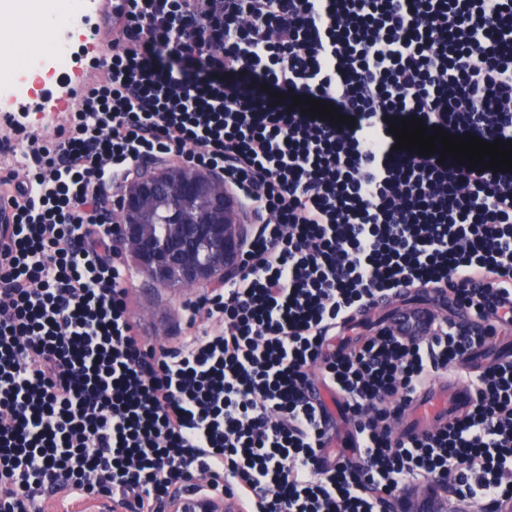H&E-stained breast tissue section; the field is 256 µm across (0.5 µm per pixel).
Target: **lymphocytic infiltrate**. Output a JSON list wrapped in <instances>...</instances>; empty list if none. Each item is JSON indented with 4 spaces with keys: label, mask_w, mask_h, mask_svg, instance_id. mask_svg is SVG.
<instances>
[{
    "label": "lymphocytic infiltrate",
    "mask_w": 512,
    "mask_h": 512,
    "mask_svg": "<svg viewBox=\"0 0 512 512\" xmlns=\"http://www.w3.org/2000/svg\"><path fill=\"white\" fill-rule=\"evenodd\" d=\"M95 31L106 78L68 89L53 138L0 120L26 168L0 174V505L158 512L192 489L246 512H399L422 486L512 506V356L469 376L464 411L394 431L512 329V171L389 131L414 117L512 142V0H117ZM144 158L219 175L257 225L240 276L150 351L101 218ZM411 289L456 315L419 341L385 326L334 346Z\"/></svg>",
    "instance_id": "f902f5d3"
}]
</instances>
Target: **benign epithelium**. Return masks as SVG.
<instances>
[{"label":"benign epithelium","mask_w":512,"mask_h":512,"mask_svg":"<svg viewBox=\"0 0 512 512\" xmlns=\"http://www.w3.org/2000/svg\"><path fill=\"white\" fill-rule=\"evenodd\" d=\"M112 242L148 282L218 292L241 273L249 225L237 197L217 175L192 165L139 162L109 207ZM192 512H226L200 498Z\"/></svg>","instance_id":"obj_1"}]
</instances>
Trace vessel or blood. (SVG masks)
I'll return each mask as SVG.
<instances>
[{
	"instance_id": "b4317fda",
	"label": "vessel or blood",
	"mask_w": 512,
	"mask_h": 512,
	"mask_svg": "<svg viewBox=\"0 0 512 512\" xmlns=\"http://www.w3.org/2000/svg\"><path fill=\"white\" fill-rule=\"evenodd\" d=\"M433 310L406 308L401 310L391 323L397 335L411 339L427 336L434 321ZM472 393L469 387L455 377L429 383L422 389L411 413L409 424L414 430H421L463 410Z\"/></svg>"
}]
</instances>
